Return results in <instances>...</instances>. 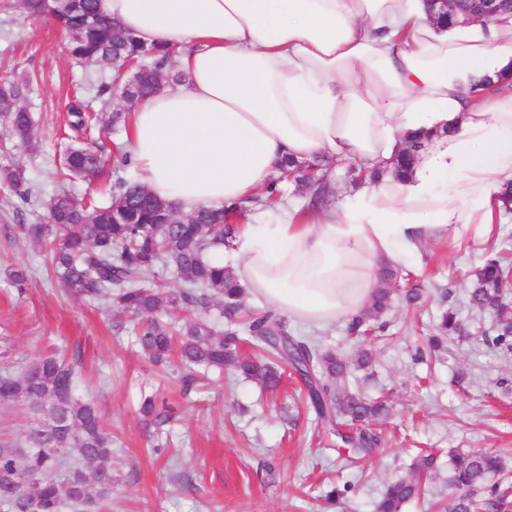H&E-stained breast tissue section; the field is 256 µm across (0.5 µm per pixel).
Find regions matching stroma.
<instances>
[{
  "label": "stroma",
  "instance_id": "obj_1",
  "mask_svg": "<svg viewBox=\"0 0 512 512\" xmlns=\"http://www.w3.org/2000/svg\"><path fill=\"white\" fill-rule=\"evenodd\" d=\"M66 34L48 21L27 18L22 0H0V83L25 73L32 85L23 101L33 135L20 143L0 124V165L20 166L45 196L106 197L109 183L59 182L54 162L70 145L68 107L100 111L102 101L82 91L86 66L69 55ZM46 209L23 204L0 185V336L12 354H56L73 361L79 393L98 399L113 444L109 512H374L385 483L406 478L421 450L440 449L426 491L405 512H436L448 499V452H500L512 473V352L489 345L496 322L468 302L467 276L490 244L512 242V216L495 225L489 244L455 250L427 245L423 268L395 282L396 291L420 288L417 306L396 300L380 316L385 329L372 343L348 339L345 321L316 328L288 320L291 334L315 337L348 361L369 352L351 378L361 394L383 397L388 413L374 430L369 454L351 455L332 442L328 427L297 396L298 380L264 393L233 372L183 392L178 368L153 366L132 329L116 332L103 308L68 297L47 273L48 259L23 242L19 225L43 223ZM28 267L25 287L10 274ZM454 308L464 332L432 355L426 341L442 310ZM156 393L177 410L163 429L146 424L142 394ZM354 492L327 502L332 487Z\"/></svg>",
  "mask_w": 512,
  "mask_h": 512
}]
</instances>
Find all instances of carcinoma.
<instances>
[{
    "label": "carcinoma",
    "mask_w": 512,
    "mask_h": 512,
    "mask_svg": "<svg viewBox=\"0 0 512 512\" xmlns=\"http://www.w3.org/2000/svg\"><path fill=\"white\" fill-rule=\"evenodd\" d=\"M24 9L34 20L50 18L59 25L69 37L72 56L89 68L112 69L114 61L129 66L123 75L113 69V79L133 82L139 99L168 82L170 74L174 81L181 80L172 53L138 44L103 12L101 0H24ZM30 85L26 76L0 86V121L22 140L32 135L31 113L20 105ZM423 147L419 138L407 142L398 154L396 175L409 171ZM130 165L128 154L115 157L117 176L108 201L57 196L48 203V223L19 225L32 247L50 253L53 278L72 297L100 303L117 317H145L135 329L140 350L156 366L177 355L187 386L197 369L231 368L272 390L282 381L281 367H287L299 379L318 419L346 449L368 454L379 437L367 425L385 415V402L350 392L344 385L349 364L306 336L288 334L272 314L255 317L247 326L256 356L239 355L237 331L214 333L215 320L235 323L245 297L234 272L211 257L213 248L233 240L235 225L224 209L175 216L170 203L120 174ZM311 167L295 160L282 163L266 196L256 198L253 206H274L279 183L289 181L305 198L307 212L327 202L334 177L363 184L383 175L378 167L339 174L322 166L310 174ZM58 168L64 178L92 180L105 174L101 149L79 141L66 149ZM0 181L24 204L36 197V186L21 168L1 167ZM160 265L172 269L179 288L154 283ZM511 269V263L493 252L471 274L469 287L470 302L497 316L488 343L505 351L512 350V303L506 302L505 280ZM396 277V269H382L371 308L349 319L348 335L356 339L383 329L376 320L392 305L390 284ZM437 331L434 349L462 333L453 309L441 313ZM0 404L24 405L35 416L25 447H0V512H101L112 498V483L98 479L97 472L112 469V433L104 426L98 401L77 393L74 364L54 354H38L14 372L1 371ZM140 413L158 428L173 418L172 407L153 394L141 398ZM434 465L435 456L427 454L410 477L388 483L376 512H402L424 492ZM502 469L501 456L491 451L451 456L448 512H508L512 483L499 478Z\"/></svg>",
    "instance_id": "obj_1"
}]
</instances>
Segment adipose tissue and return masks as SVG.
Returning <instances> with one entry per match:
<instances>
[{
	"label": "adipose tissue",
	"instance_id": "obj_1",
	"mask_svg": "<svg viewBox=\"0 0 512 512\" xmlns=\"http://www.w3.org/2000/svg\"><path fill=\"white\" fill-rule=\"evenodd\" d=\"M181 83L125 118L136 181L183 212L242 207L296 161L412 172L299 220L246 217L220 251L274 313L322 327L362 311L382 265L488 241L512 184V13L448 24L426 0H102Z\"/></svg>",
	"mask_w": 512,
	"mask_h": 512
}]
</instances>
